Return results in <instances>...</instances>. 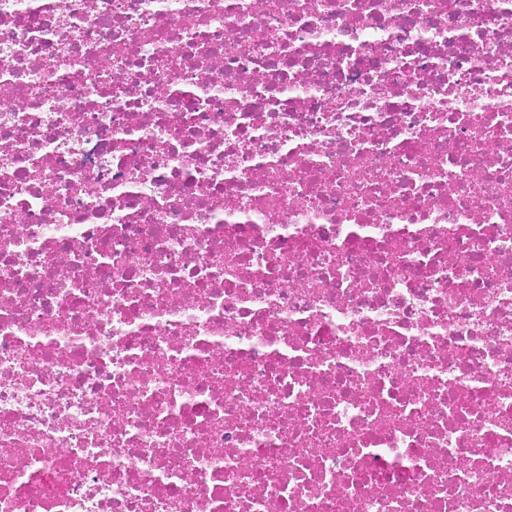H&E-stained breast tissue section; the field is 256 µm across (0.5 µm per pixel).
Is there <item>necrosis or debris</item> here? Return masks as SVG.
I'll return each mask as SVG.
<instances>
[{
	"label": "necrosis or debris",
	"mask_w": 512,
	"mask_h": 512,
	"mask_svg": "<svg viewBox=\"0 0 512 512\" xmlns=\"http://www.w3.org/2000/svg\"><path fill=\"white\" fill-rule=\"evenodd\" d=\"M0 512H512V0H0Z\"/></svg>",
	"instance_id": "obj_1"
}]
</instances>
